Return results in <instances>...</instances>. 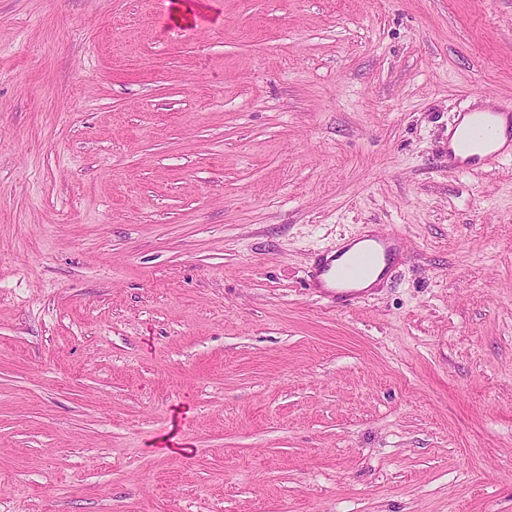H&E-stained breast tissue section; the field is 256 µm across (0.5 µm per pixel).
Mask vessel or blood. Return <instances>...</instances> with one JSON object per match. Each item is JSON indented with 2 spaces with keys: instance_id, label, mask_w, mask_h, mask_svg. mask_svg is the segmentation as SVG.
<instances>
[{
  "instance_id": "obj_1",
  "label": "vessel or blood",
  "mask_w": 512,
  "mask_h": 512,
  "mask_svg": "<svg viewBox=\"0 0 512 512\" xmlns=\"http://www.w3.org/2000/svg\"><path fill=\"white\" fill-rule=\"evenodd\" d=\"M512 154V107L490 96L478 97L458 113L448 132L447 164L452 170L475 171ZM401 253L397 232H374L340 244L316 257L307 285L324 300L351 305L363 299L369 276L388 273Z\"/></svg>"
}]
</instances>
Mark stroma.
Returning a JSON list of instances; mask_svg holds the SVG:
<instances>
[{"mask_svg": "<svg viewBox=\"0 0 512 512\" xmlns=\"http://www.w3.org/2000/svg\"><path fill=\"white\" fill-rule=\"evenodd\" d=\"M199 2L0 0V512H512V0ZM466 111L459 112L447 142L449 170L475 171L512 154V107L482 95ZM400 253L401 235L394 231L353 238L316 257L308 271V288L323 300L351 305L372 290L360 288V284L379 270L378 281L382 280Z\"/></svg>", "mask_w": 512, "mask_h": 512, "instance_id": "35a3bbf8", "label": "stroma"}]
</instances>
